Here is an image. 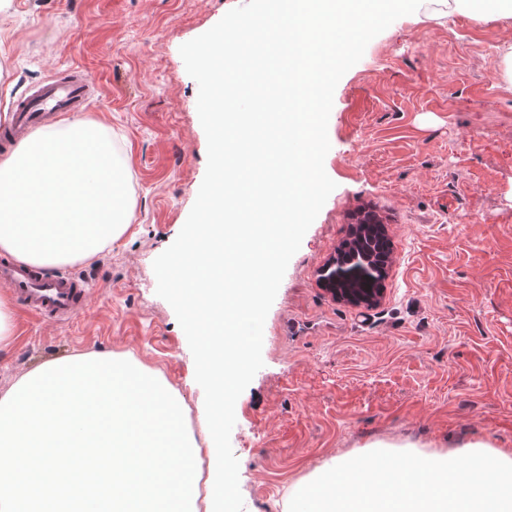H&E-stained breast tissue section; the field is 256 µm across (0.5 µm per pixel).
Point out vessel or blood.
<instances>
[{"label":"vessel or blood","instance_id":"obj_1","mask_svg":"<svg viewBox=\"0 0 512 512\" xmlns=\"http://www.w3.org/2000/svg\"><path fill=\"white\" fill-rule=\"evenodd\" d=\"M91 88L88 75L79 70L47 84L16 106L9 123L0 127V138L12 147L26 142L28 129L49 114L83 107ZM0 286L8 288L31 312L56 322L79 319L89 295L88 283L79 277H49L39 268L7 259L0 261Z\"/></svg>","mask_w":512,"mask_h":512}]
</instances>
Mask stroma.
Here are the masks:
<instances>
[{
  "label": "stroma",
  "instance_id": "obj_1",
  "mask_svg": "<svg viewBox=\"0 0 512 512\" xmlns=\"http://www.w3.org/2000/svg\"><path fill=\"white\" fill-rule=\"evenodd\" d=\"M242 0H10L0 11V124L52 77L82 69L129 171L133 220L93 261L63 324L14 305L0 392L77 353L132 354L186 404L202 439L204 392L153 262L178 236L207 166L198 84L179 53ZM512 16L439 0L374 37L336 86L324 167L336 188L292 257L267 315L263 367L238 398L232 450L244 512L288 496L334 458L381 442L512 456ZM392 246L374 306L336 301L320 271L362 212Z\"/></svg>",
  "mask_w": 512,
  "mask_h": 512
}]
</instances>
